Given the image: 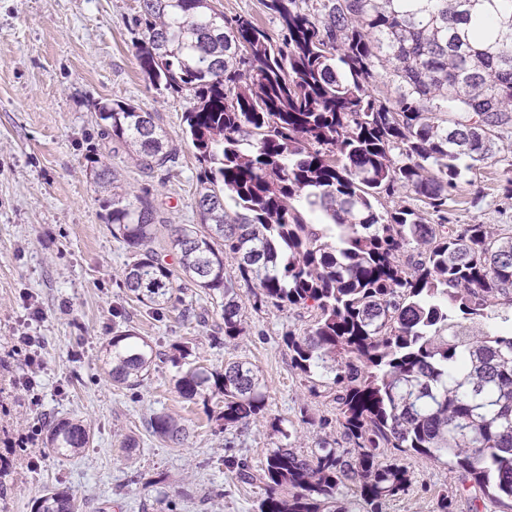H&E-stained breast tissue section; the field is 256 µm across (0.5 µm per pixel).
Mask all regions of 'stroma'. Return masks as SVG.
Returning a JSON list of instances; mask_svg holds the SVG:
<instances>
[{
    "mask_svg": "<svg viewBox=\"0 0 512 512\" xmlns=\"http://www.w3.org/2000/svg\"><path fill=\"white\" fill-rule=\"evenodd\" d=\"M139 0H0V512H32L45 490L72 492L79 512H257L263 490L239 480L222 460L233 455L259 469L269 451L296 435L307 454L334 438L336 410L310 396L289 365L285 333L303 331L305 310L254 308V284L237 282L246 333L237 344L214 337L220 312L200 289L174 291L159 313H148L121 286L131 258L105 222L107 197L87 173L101 145L95 105L125 101L157 113L179 157L170 172L142 173L125 148L112 154L120 193L150 200L162 222L154 249L175 263L170 227L198 221L195 196L201 165L182 134L186 97L154 88L132 45ZM512 139L494 162L478 166L448 201L451 224L512 226ZM132 326L162 346L189 341L197 363L223 368L250 362L268 396L264 418L224 430L202 404L179 397L171 362L157 364L134 390L112 385L99 361L114 329ZM35 336L27 365L13 338ZM34 377L31 405L20 384ZM181 418L182 447L152 437L154 412ZM78 416L93 441L60 457L43 441L25 443L32 428ZM134 437L136 450L123 442ZM412 485L384 512H437V500L460 474L447 465L400 454Z\"/></svg>",
    "mask_w": 512,
    "mask_h": 512,
    "instance_id": "35a3bbf8",
    "label": "stroma"
}]
</instances>
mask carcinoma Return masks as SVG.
Returning <instances> with one entry per match:
<instances>
[{
  "label": "carcinoma",
  "instance_id": "cac0c4a2",
  "mask_svg": "<svg viewBox=\"0 0 512 512\" xmlns=\"http://www.w3.org/2000/svg\"><path fill=\"white\" fill-rule=\"evenodd\" d=\"M263 5L279 22V42L212 0H139L133 47L142 73L190 100L199 223L172 230L175 270L152 247L153 204L112 193L105 220L132 253L121 285L156 312L190 282L220 308L226 345L245 334L237 279L261 290L257 304L310 313L283 341L308 392L335 404L340 437L308 455L279 445L256 474L225 457L262 484L258 512H352L343 497L351 486L366 512H383L411 485L407 469L386 458L390 448L462 473V489L439 494L438 512H452L461 490L512 512V228L447 225L448 196L512 138V0ZM378 77L395 86L394 98L371 95ZM97 117L102 135L145 173L176 163L156 114L114 101ZM89 175L101 188L115 179L99 157ZM400 189L438 223L408 206H375ZM172 351L126 326L103 346L102 369L131 388L168 358L178 394L214 402L224 430L264 417L267 395L250 364H195L188 342ZM146 429L173 448L187 433L165 412ZM91 437L84 421L62 418L45 444L68 457ZM78 509L60 489L32 506Z\"/></svg>",
  "mask_w": 512,
  "mask_h": 512
}]
</instances>
